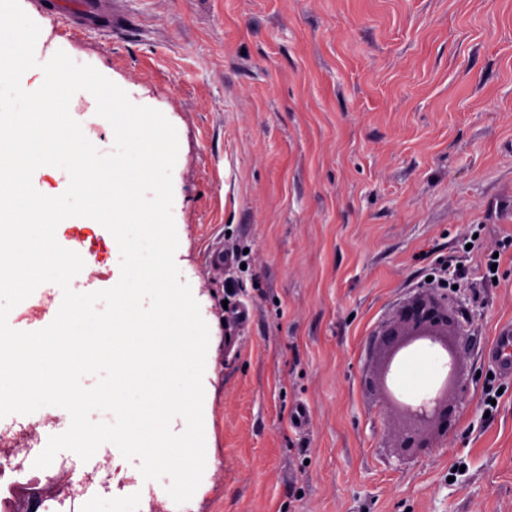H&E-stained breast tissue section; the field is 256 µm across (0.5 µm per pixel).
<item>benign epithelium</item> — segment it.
I'll return each mask as SVG.
<instances>
[{
    "mask_svg": "<svg viewBox=\"0 0 512 512\" xmlns=\"http://www.w3.org/2000/svg\"><path fill=\"white\" fill-rule=\"evenodd\" d=\"M464 309L436 295L416 293L397 311L378 340L379 363L369 387L378 392L401 421L396 448L402 455H418L448 436L459 403L460 367L473 338ZM417 351L432 354L441 365L422 396L400 383L402 365ZM66 485L52 476L45 484H31L15 495L19 512H37L47 497L65 492Z\"/></svg>",
    "mask_w": 512,
    "mask_h": 512,
    "instance_id": "1",
    "label": "benign epithelium"
}]
</instances>
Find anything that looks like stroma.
Wrapping results in <instances>:
<instances>
[{
    "instance_id": "1",
    "label": "stroma",
    "mask_w": 512,
    "mask_h": 512,
    "mask_svg": "<svg viewBox=\"0 0 512 512\" xmlns=\"http://www.w3.org/2000/svg\"><path fill=\"white\" fill-rule=\"evenodd\" d=\"M22 6L177 130L175 261L213 333L196 512H512V378L486 358L512 326V0H123L88 26ZM56 239L88 264L73 290L117 283L100 223ZM213 244L246 268L208 273ZM446 258L454 289L427 280ZM422 290L461 299L474 341L447 438L402 457L367 380ZM38 291L46 313L16 306L11 328L54 320L61 289ZM242 306L250 323L227 322Z\"/></svg>"
}]
</instances>
